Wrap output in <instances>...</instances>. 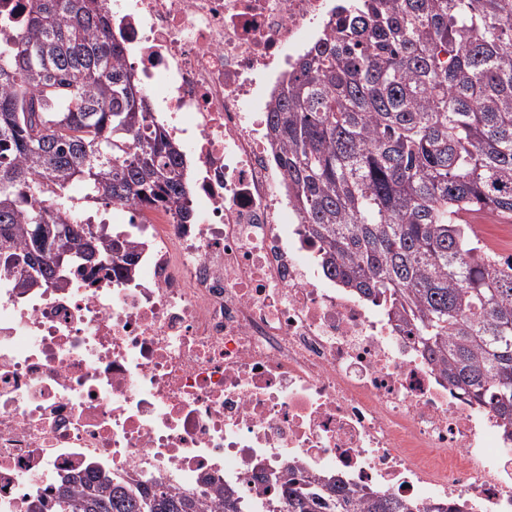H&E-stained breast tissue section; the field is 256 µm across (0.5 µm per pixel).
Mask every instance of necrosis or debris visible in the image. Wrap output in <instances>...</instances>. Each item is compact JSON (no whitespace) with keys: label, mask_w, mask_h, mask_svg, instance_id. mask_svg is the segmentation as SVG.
Returning a JSON list of instances; mask_svg holds the SVG:
<instances>
[{"label":"necrosis or debris","mask_w":512,"mask_h":512,"mask_svg":"<svg viewBox=\"0 0 512 512\" xmlns=\"http://www.w3.org/2000/svg\"><path fill=\"white\" fill-rule=\"evenodd\" d=\"M335 0H113L122 64L195 158L194 224L123 210V277L0 275V512L60 477L280 495L289 468L425 508L512 512V432L328 278L266 128Z\"/></svg>","instance_id":"1"}]
</instances>
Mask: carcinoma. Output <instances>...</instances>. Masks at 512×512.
<instances>
[{
  "instance_id": "cac0c4a2",
  "label": "carcinoma",
  "mask_w": 512,
  "mask_h": 512,
  "mask_svg": "<svg viewBox=\"0 0 512 512\" xmlns=\"http://www.w3.org/2000/svg\"><path fill=\"white\" fill-rule=\"evenodd\" d=\"M0 44V273L16 288L63 285L51 256L125 274L129 241L93 236L72 189L106 206L189 205L185 154L152 115L101 0H34ZM267 136L326 275L391 302L427 358L477 406L512 424V258L465 214L512 221V0H354L334 34L292 66ZM38 224L45 225L35 232ZM270 512H412L381 492L288 469ZM150 482L137 493L70 475L27 512H246Z\"/></svg>"
}]
</instances>
